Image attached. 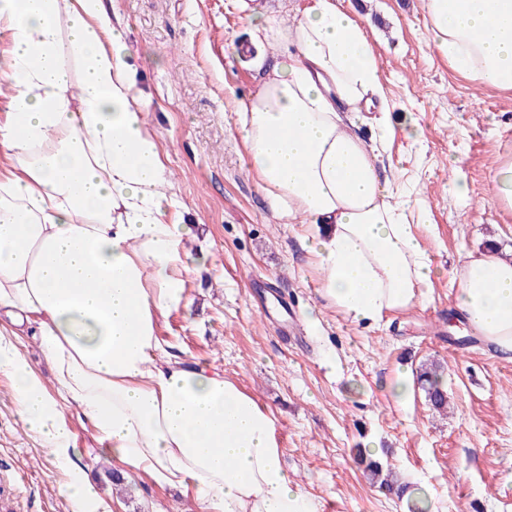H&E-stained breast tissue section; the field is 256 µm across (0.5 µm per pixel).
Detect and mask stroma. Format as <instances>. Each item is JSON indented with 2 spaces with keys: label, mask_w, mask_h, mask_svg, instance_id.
<instances>
[{
  "label": "stroma",
  "mask_w": 512,
  "mask_h": 512,
  "mask_svg": "<svg viewBox=\"0 0 512 512\" xmlns=\"http://www.w3.org/2000/svg\"><path fill=\"white\" fill-rule=\"evenodd\" d=\"M135 74L138 108L167 166L169 221L189 241L187 308L160 322V340L188 364L222 369L272 410L288 472L320 512H512V361L488 343L465 345L452 299L466 251L512 255V207L494 172L512 158V89L480 84L433 47L425 0H338L360 16L379 64L395 131L380 146L396 187L428 205L415 226L433 266L422 303L374 325L352 322L320 296L302 225L277 218L240 134V109L281 59L251 20L292 22L296 0H105ZM264 67L239 61L241 43ZM417 124L421 136L406 135ZM467 199L448 189L453 179ZM440 363L448 412L411 387L390 391L419 365ZM64 417L91 483L116 512H197L191 490L143 474L113 481L112 457L89 418ZM378 453L411 484L399 498L373 485L358 450ZM68 480L16 414L0 372V503L18 512H69Z\"/></svg>",
  "instance_id": "stroma-1"
}]
</instances>
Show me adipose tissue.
<instances>
[{"label": "adipose tissue", "mask_w": 512, "mask_h": 512, "mask_svg": "<svg viewBox=\"0 0 512 512\" xmlns=\"http://www.w3.org/2000/svg\"><path fill=\"white\" fill-rule=\"evenodd\" d=\"M434 46L473 79L512 89V0H426ZM257 28L284 59L244 105L242 138L275 215L305 227L321 295L353 322L423 298L433 269L378 147L392 133L378 61L336 0ZM15 93L0 121V312L37 326L52 378L0 329L17 414L68 476L70 512H112L76 464L66 405L83 410L120 472L191 488L199 512H319L290 477L272 412L223 372L155 359L160 318L187 305L182 225L135 105L103 0H0ZM377 105L373 139L353 129ZM454 305L512 360V260L467 254Z\"/></svg>", "instance_id": "ef3b65f1"}]
</instances>
